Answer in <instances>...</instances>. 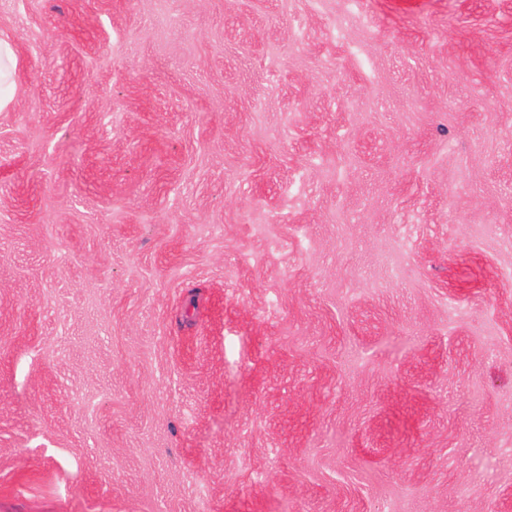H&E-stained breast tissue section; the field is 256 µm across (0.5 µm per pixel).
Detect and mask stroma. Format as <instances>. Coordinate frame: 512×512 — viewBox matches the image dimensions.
<instances>
[{"instance_id": "1", "label": "stroma", "mask_w": 512, "mask_h": 512, "mask_svg": "<svg viewBox=\"0 0 512 512\" xmlns=\"http://www.w3.org/2000/svg\"><path fill=\"white\" fill-rule=\"evenodd\" d=\"M0 33V512H512V0ZM17 66L14 45L0 35V112L5 111L12 101Z\"/></svg>"}]
</instances>
